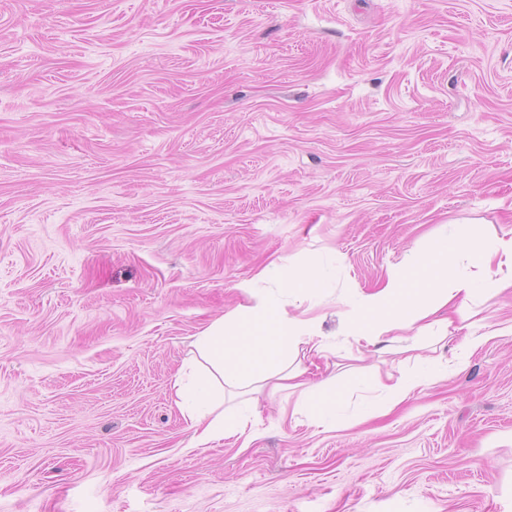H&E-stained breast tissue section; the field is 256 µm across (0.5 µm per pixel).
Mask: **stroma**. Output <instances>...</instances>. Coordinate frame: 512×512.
Here are the masks:
<instances>
[{
	"label": "stroma",
	"mask_w": 512,
	"mask_h": 512,
	"mask_svg": "<svg viewBox=\"0 0 512 512\" xmlns=\"http://www.w3.org/2000/svg\"><path fill=\"white\" fill-rule=\"evenodd\" d=\"M508 227L512 0H0V512H512V290L460 369L463 334L340 316ZM266 296L319 317L293 362L350 425L266 389L257 438L192 447L191 344ZM309 402L312 412L315 413L321 423L333 428H344L348 423L336 418V404L342 397L343 389L336 386V382L325 383L316 388L307 387L300 391Z\"/></svg>",
	"instance_id": "obj_1"
}]
</instances>
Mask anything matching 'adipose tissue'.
I'll return each mask as SVG.
<instances>
[{
	"label": "adipose tissue",
	"mask_w": 512,
	"mask_h": 512,
	"mask_svg": "<svg viewBox=\"0 0 512 512\" xmlns=\"http://www.w3.org/2000/svg\"><path fill=\"white\" fill-rule=\"evenodd\" d=\"M470 255L477 270L461 274L458 256ZM512 288V228L492 237L460 235L441 238L423 254L406 256L387 271L381 288L360 293L346 302L342 314L346 335L355 342L375 343L381 337L402 344L430 335L466 328L478 298ZM316 321L289 316L272 300L240 306L212 322L196 336L189 363L191 377H177L176 404L190 421L194 443H210L240 436L259 419L249 401L235 408L224 405L225 389H300L320 422L344 427L335 414L342 387L325 383L301 387L303 372L291 364L298 346L314 354L325 347Z\"/></svg>",
	"instance_id": "ef3b65f1"
}]
</instances>
